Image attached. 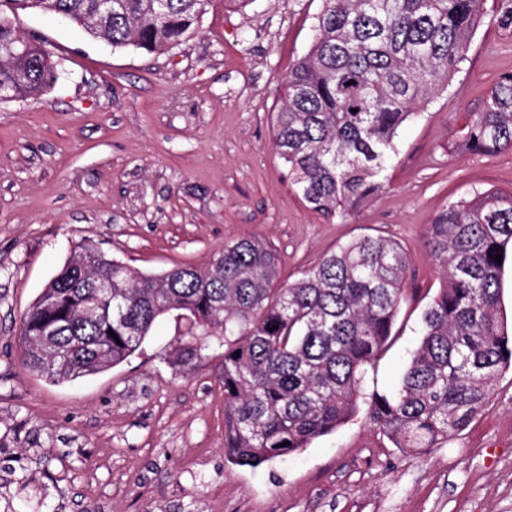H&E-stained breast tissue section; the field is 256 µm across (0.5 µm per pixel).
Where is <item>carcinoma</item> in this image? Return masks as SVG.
Masks as SVG:
<instances>
[{
	"label": "carcinoma",
	"instance_id": "carcinoma-1",
	"mask_svg": "<svg viewBox=\"0 0 512 512\" xmlns=\"http://www.w3.org/2000/svg\"><path fill=\"white\" fill-rule=\"evenodd\" d=\"M211 0H112L104 27L114 48L162 53L186 41ZM308 52L295 64L273 120L275 145L304 202L348 217L385 190L384 171L404 124L460 72L485 0H324ZM493 22L512 31V0H494ZM98 0H0V50L30 10L91 20ZM46 43L0 63V82L25 75L21 99L59 78ZM460 144L512 150V73L488 91ZM427 245L444 283L423 314L422 339L394 393L363 396L403 300L409 259L385 236L364 235L326 254L292 283L259 238L224 244L208 265L146 274L79 242L20 327L26 368L52 382L124 362L155 320L177 311L185 340L173 366L195 370L218 340L224 384V458L257 468L308 447L358 415L401 450L433 448L462 431L512 368V335L500 311L512 254V193L487 189L450 199L429 224ZM501 255L502 262L494 256ZM112 276V292L99 288ZM289 445H283V442Z\"/></svg>",
	"mask_w": 512,
	"mask_h": 512
}]
</instances>
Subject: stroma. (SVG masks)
I'll use <instances>...</instances> for the list:
<instances>
[{"mask_svg": "<svg viewBox=\"0 0 512 512\" xmlns=\"http://www.w3.org/2000/svg\"><path fill=\"white\" fill-rule=\"evenodd\" d=\"M324 0H212L162 54L115 50L55 15H20L47 42L55 86L0 102V512H512V371L436 448L401 451L362 418L258 468L224 459L216 350L194 371L169 356L185 324L160 317L124 362L51 383L24 367L21 317L78 242L148 274L205 266L226 241L266 240L290 282L354 237L408 253L392 336L367 390L401 381L441 287L425 245L448 200L512 192V151L459 147L468 117L512 73V33L484 19L461 71L405 124L383 195L349 218L311 211L287 179L272 124Z\"/></svg>", "mask_w": 512, "mask_h": 512, "instance_id": "1", "label": "stroma"}]
</instances>
